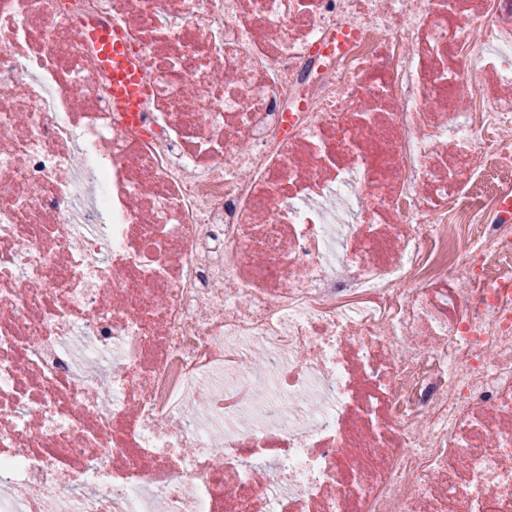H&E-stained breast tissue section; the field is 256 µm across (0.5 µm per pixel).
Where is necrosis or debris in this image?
Returning <instances> with one entry per match:
<instances>
[{
  "mask_svg": "<svg viewBox=\"0 0 512 512\" xmlns=\"http://www.w3.org/2000/svg\"><path fill=\"white\" fill-rule=\"evenodd\" d=\"M505 127L512 0H0V512H512ZM94 36L103 46L104 56L112 64L115 81L114 96L116 102L124 108L127 116L133 118L138 112V102L142 96L143 88L138 74L125 66L126 46L118 34L112 37L102 32H96Z\"/></svg>",
  "mask_w": 512,
  "mask_h": 512,
  "instance_id": "necrosis-or-debris-1",
  "label": "necrosis or debris"
}]
</instances>
